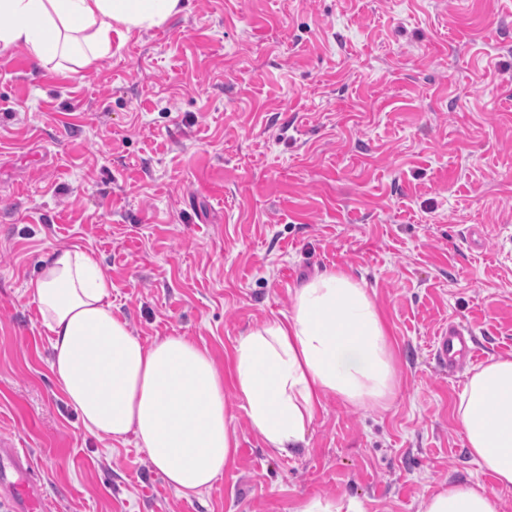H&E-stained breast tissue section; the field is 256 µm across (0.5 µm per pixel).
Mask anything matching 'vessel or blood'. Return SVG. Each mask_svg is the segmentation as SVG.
Segmentation results:
<instances>
[{"label":"vessel or blood","mask_w":512,"mask_h":512,"mask_svg":"<svg viewBox=\"0 0 512 512\" xmlns=\"http://www.w3.org/2000/svg\"><path fill=\"white\" fill-rule=\"evenodd\" d=\"M433 353L438 365L456 371L476 358L473 336L462 326L448 325L436 336ZM31 471L29 450L1 439L0 499L7 501L9 512H39L42 492Z\"/></svg>","instance_id":"b4317fda"}]
</instances>
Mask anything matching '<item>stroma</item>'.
I'll return each mask as SVG.
<instances>
[{"label":"stroma","mask_w":512,"mask_h":512,"mask_svg":"<svg viewBox=\"0 0 512 512\" xmlns=\"http://www.w3.org/2000/svg\"><path fill=\"white\" fill-rule=\"evenodd\" d=\"M80 247L144 344L188 336L223 372L296 288L343 271L373 296L401 372L388 408L329 399L292 455L238 440L210 489L176 494L135 442L88 434L56 388L24 284ZM512 0H187L112 36L92 66L0 46V438L31 453L40 512H289L349 496L417 512L477 481L454 410L469 328L512 355ZM433 353L438 365L454 372L476 358L472 333L462 326L448 324L436 336Z\"/></svg>","instance_id":"1"}]
</instances>
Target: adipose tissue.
Listing matches in <instances>:
<instances>
[{
	"instance_id": "ef3b65f1",
	"label": "adipose tissue",
	"mask_w": 512,
	"mask_h": 512,
	"mask_svg": "<svg viewBox=\"0 0 512 512\" xmlns=\"http://www.w3.org/2000/svg\"><path fill=\"white\" fill-rule=\"evenodd\" d=\"M185 9V0H0V45L24 46L41 62L71 55L86 67L110 54L116 28L146 31ZM25 288L49 334L53 381L84 429L147 449L181 495L210 488L238 442L209 350L184 336L144 345L113 313L111 284L81 248L44 254ZM233 386L250 428L280 455L304 443L325 398L389 406L398 372L374 299L342 272L303 284L287 316L239 338ZM456 419L481 469L498 488H512V356L474 369ZM417 512H499V505L495 491L455 482L422 498Z\"/></svg>"
}]
</instances>
